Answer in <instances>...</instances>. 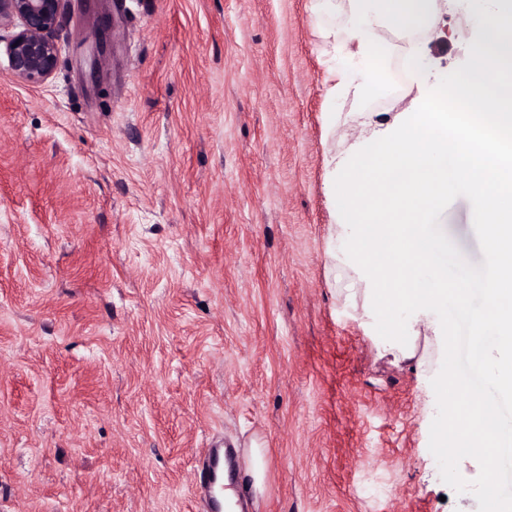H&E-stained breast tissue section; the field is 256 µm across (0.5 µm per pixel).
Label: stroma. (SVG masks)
Here are the masks:
<instances>
[{"label":"stroma","instance_id":"obj_1","mask_svg":"<svg viewBox=\"0 0 512 512\" xmlns=\"http://www.w3.org/2000/svg\"><path fill=\"white\" fill-rule=\"evenodd\" d=\"M314 0H63L53 76L0 50V512H204L206 448L263 449L251 512H478L429 450L441 337L379 356L330 258L342 15ZM432 63L462 69L473 22ZM337 114L325 123L327 111ZM440 227L483 262L468 199Z\"/></svg>","mask_w":512,"mask_h":512}]
</instances>
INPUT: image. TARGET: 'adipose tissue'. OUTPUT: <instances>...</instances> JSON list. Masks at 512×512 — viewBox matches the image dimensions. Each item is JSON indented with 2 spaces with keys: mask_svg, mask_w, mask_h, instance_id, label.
I'll list each match as a JSON object with an SVG mask.
<instances>
[{
  "mask_svg": "<svg viewBox=\"0 0 512 512\" xmlns=\"http://www.w3.org/2000/svg\"><path fill=\"white\" fill-rule=\"evenodd\" d=\"M454 0H316L315 14L343 10L348 62L335 72L330 96L366 101L386 90L391 46L386 32L435 33ZM476 37L450 94L436 90L430 68L415 71L406 112L383 131L371 130L352 158L331 159L329 190L337 205L334 260L351 267L364 288L363 318L406 310L413 324L435 316L452 288L438 258L446 238L428 229L449 191L466 185L484 239L485 307L473 316L482 342L494 325L498 346L479 363L503 392L512 391V0H482ZM461 110L449 112V102ZM428 269L431 281L420 287Z\"/></svg>",
  "mask_w": 512,
  "mask_h": 512,
  "instance_id": "adipose-tissue-1",
  "label": "adipose tissue"
}]
</instances>
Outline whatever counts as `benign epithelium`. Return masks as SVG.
Masks as SVG:
<instances>
[{
    "instance_id": "benign-epithelium-1",
    "label": "benign epithelium",
    "mask_w": 512,
    "mask_h": 512,
    "mask_svg": "<svg viewBox=\"0 0 512 512\" xmlns=\"http://www.w3.org/2000/svg\"><path fill=\"white\" fill-rule=\"evenodd\" d=\"M60 7L61 0H0V43H6L8 65L17 80L41 84L53 75Z\"/></svg>"
}]
</instances>
